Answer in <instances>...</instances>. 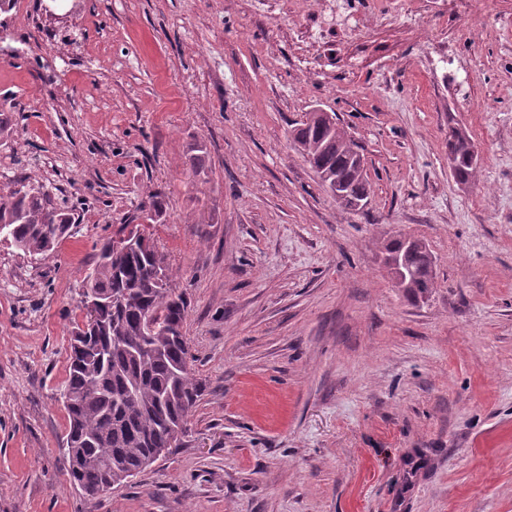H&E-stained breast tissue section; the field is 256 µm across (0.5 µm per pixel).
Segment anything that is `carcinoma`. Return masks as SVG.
<instances>
[{"instance_id":"carcinoma-1","label":"carcinoma","mask_w":512,"mask_h":512,"mask_svg":"<svg viewBox=\"0 0 512 512\" xmlns=\"http://www.w3.org/2000/svg\"><path fill=\"white\" fill-rule=\"evenodd\" d=\"M293 139L311 166L370 193L368 177H358L351 164L358 147L343 127L304 121ZM453 149L451 173L469 184L477 166L468 160L465 144ZM73 223L74 213L40 184L18 181L0 195L6 241L31 257L54 251ZM129 235L137 239V248L113 251L106 243L93 267L94 278L85 280V287L116 302L103 305L73 331L62 393L68 418L66 473L92 498L120 486L112 481L113 473L139 467L157 448H172L170 427L187 429L201 397L190 346L181 333L188 304L176 288V274L145 231L132 229ZM404 261L412 270L403 289L407 297L433 287L428 248H414Z\"/></svg>"}]
</instances>
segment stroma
<instances>
[{"mask_svg":"<svg viewBox=\"0 0 512 512\" xmlns=\"http://www.w3.org/2000/svg\"><path fill=\"white\" fill-rule=\"evenodd\" d=\"M1 105L0 193L42 184L76 222L45 259L0 242V512H512V0H16ZM316 108L366 159L362 210L292 139ZM155 193L202 395L176 448L88 498L68 341ZM399 234L434 259L415 302L381 252ZM452 146L448 137V148ZM456 153V165L451 173L457 182L471 183L476 176L477 166L472 165L467 157V146L463 143H456L452 146Z\"/></svg>","mask_w":512,"mask_h":512,"instance_id":"1","label":"stroma"}]
</instances>
